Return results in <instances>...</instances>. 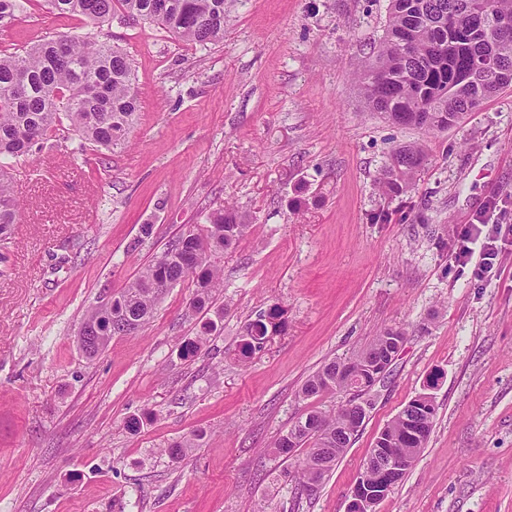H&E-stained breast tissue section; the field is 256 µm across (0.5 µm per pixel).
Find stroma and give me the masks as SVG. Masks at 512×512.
I'll use <instances>...</instances> for the list:
<instances>
[{"label": "stroma", "mask_w": 512, "mask_h": 512, "mask_svg": "<svg viewBox=\"0 0 512 512\" xmlns=\"http://www.w3.org/2000/svg\"><path fill=\"white\" fill-rule=\"evenodd\" d=\"M389 0H233L222 42L189 48L115 12L109 23L28 0L0 29L19 52L60 34L124 49L139 97L121 147L80 145L68 121L41 151L0 161L22 204L0 240V512H345L380 431L433 396V431L378 512H512V246L491 271L454 262L456 232L486 215L512 229V88L427 134L367 111L356 71ZM422 141L412 189L375 179ZM231 203L249 230L225 253L220 332L180 355L206 314L189 282L95 359L76 336L165 245ZM284 331L239 360L273 304ZM405 331L355 440L313 494L303 452L274 441L303 413L305 380ZM145 416L137 433L125 422ZM200 435L175 463L165 450Z\"/></svg>", "instance_id": "obj_1"}]
</instances>
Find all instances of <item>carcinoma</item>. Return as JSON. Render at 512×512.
<instances>
[{
  "label": "carcinoma",
  "instance_id": "1",
  "mask_svg": "<svg viewBox=\"0 0 512 512\" xmlns=\"http://www.w3.org/2000/svg\"><path fill=\"white\" fill-rule=\"evenodd\" d=\"M21 0H0V28L7 26ZM60 15L104 22L116 8L132 19L153 23L187 46L224 39L229 0H45ZM512 0H390L389 23L370 60L359 72L364 102L399 126L441 132L457 125L497 91L512 86ZM138 107L128 55L116 47L70 35L45 39L21 53H0V159L28 154L43 143L61 118L70 122L82 144L112 149L133 127ZM426 155L418 143L395 149L381 169L377 184L388 196L407 191ZM19 203L11 182L0 174V235L18 223ZM248 224L229 207L211 210L205 224L176 237L144 266L124 290L91 309L85 335L110 343L114 336L137 332L153 315L170 286L191 279V307L202 309L223 285V257L245 234ZM285 326L278 304L261 312L245 328L239 355L247 359L262 351L268 336ZM404 339L386 328L363 350L355 373L359 385L375 380L370 366L384 358L390 339ZM332 360L302 388L305 399L327 391L345 392V375ZM343 404L331 412L312 410L280 435L273 447L281 455L308 446L299 465L303 485L319 483L350 446L364 423ZM434 406L422 396L410 400L380 432L375 447L384 454L401 448L418 456L432 431Z\"/></svg>",
  "mask_w": 512,
  "mask_h": 512
}]
</instances>
